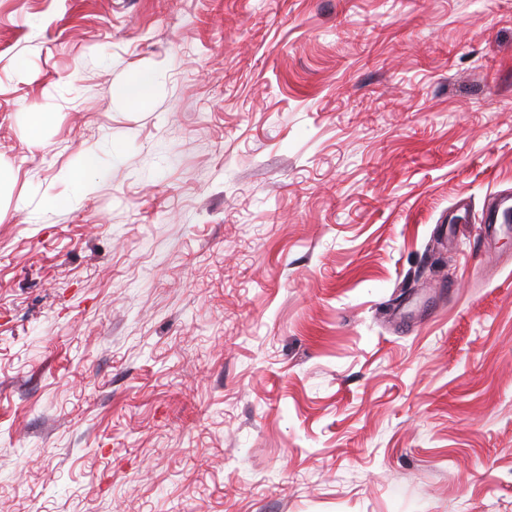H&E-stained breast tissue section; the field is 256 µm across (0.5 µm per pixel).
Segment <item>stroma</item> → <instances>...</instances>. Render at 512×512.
<instances>
[{"label":"stroma","instance_id":"obj_1","mask_svg":"<svg viewBox=\"0 0 512 512\" xmlns=\"http://www.w3.org/2000/svg\"><path fill=\"white\" fill-rule=\"evenodd\" d=\"M0 165V512H512V0H0ZM154 91L153 76L150 72H142L126 91L127 99L131 104H143L149 100ZM100 161L96 154L86 152L80 161L67 167L58 174V180L68 185L73 194L86 195L96 185V176L100 172Z\"/></svg>","mask_w":512,"mask_h":512}]
</instances>
